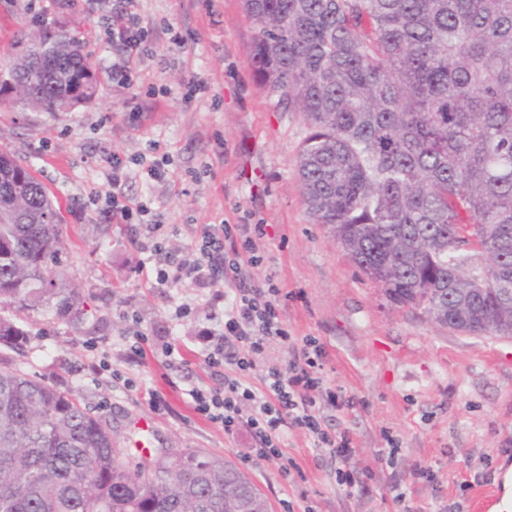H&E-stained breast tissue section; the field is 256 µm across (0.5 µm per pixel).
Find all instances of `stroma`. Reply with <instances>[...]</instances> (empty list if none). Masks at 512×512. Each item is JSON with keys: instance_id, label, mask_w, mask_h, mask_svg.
<instances>
[{"instance_id": "stroma-1", "label": "stroma", "mask_w": 512, "mask_h": 512, "mask_svg": "<svg viewBox=\"0 0 512 512\" xmlns=\"http://www.w3.org/2000/svg\"><path fill=\"white\" fill-rule=\"evenodd\" d=\"M137 14L150 35L124 85L111 78L122 52L107 33L105 9L87 0H0V71L14 63V41L37 15L84 40L100 80L96 98L72 112L24 110L14 94H0V150L32 166L58 199L57 273L87 308L85 320L70 325L1 308L29 340L21 356L0 347V370L19 368L79 395L119 441L137 422L150 430L144 447L223 457L258 486L271 512H283L285 498L296 512L309 501L319 512H394L396 485L412 512L448 504L472 512L479 477L512 469V338L467 335L392 305L327 228L311 222L296 170L306 129L297 113L275 111L257 85L249 64L254 27L239 0H138ZM197 81L205 90L185 101ZM115 153L129 171L126 195L147 203L145 222L167 225V246L183 259H191L200 225L236 221L241 211L266 224L261 271L291 292L285 319L295 336L324 343L328 386L363 402L323 414L328 429L349 431L350 467L373 471L361 494L337 489L330 459L308 433L293 430L284 440L301 469L287 476L275 463L247 459V433L224 434L194 411L189 390L224 386L223 370L205 363L199 343L202 329L220 327L224 310L212 307L211 289L189 281L148 288L135 276L127 229L99 202L112 191L107 159ZM156 162L164 179L146 175ZM139 329L160 342L135 362L129 354ZM156 393L163 406L154 405ZM386 430L399 442L391 463L382 459ZM418 462L432 480L413 478Z\"/></svg>"}]
</instances>
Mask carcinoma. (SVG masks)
<instances>
[{
  "instance_id": "cac0c4a2",
  "label": "carcinoma",
  "mask_w": 512,
  "mask_h": 512,
  "mask_svg": "<svg viewBox=\"0 0 512 512\" xmlns=\"http://www.w3.org/2000/svg\"><path fill=\"white\" fill-rule=\"evenodd\" d=\"M249 62L277 112L307 126L302 202L388 301L460 332L512 337V0H241ZM55 66L16 57L12 88L53 112L65 73L93 70L59 30ZM0 302L51 309L85 301L59 287L61 212L31 168L1 155ZM479 313L448 316V288L478 287ZM27 332L0 316V345ZM109 422L22 370L0 371V512H270L233 463L155 448L132 467Z\"/></svg>"
}]
</instances>
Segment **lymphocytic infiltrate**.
<instances>
[{"instance_id": "f902f5d3", "label": "lymphocytic infiltrate", "mask_w": 512, "mask_h": 512, "mask_svg": "<svg viewBox=\"0 0 512 512\" xmlns=\"http://www.w3.org/2000/svg\"><path fill=\"white\" fill-rule=\"evenodd\" d=\"M133 2L117 0L112 9V41L123 52L112 64V77L119 81L130 80V58L144 42ZM109 164L112 191L106 212L113 223L129 227V245L142 255L134 268L137 276L153 288H173L187 280L215 286L212 301L224 306L220 333L202 338L209 364L224 370V389L190 390L197 413L225 434L249 431V458L276 463L286 473L296 463L282 450L284 438L291 430L306 431L335 463L337 486L350 496L360 492L371 469L358 472L349 467L354 452L349 433L323 428L321 417L323 405L340 410L353 407L355 401L327 387L323 344L311 336H295L282 315L281 288L272 278L258 277L264 257L257 242L266 234L264 225L244 218L235 224L201 225L191 245L193 260H183L166 248L162 225L142 222L146 205L125 195L128 174L123 160L114 155ZM274 344L287 348V363L268 367L261 386L245 383L241 371L253 368Z\"/></svg>"}]
</instances>
